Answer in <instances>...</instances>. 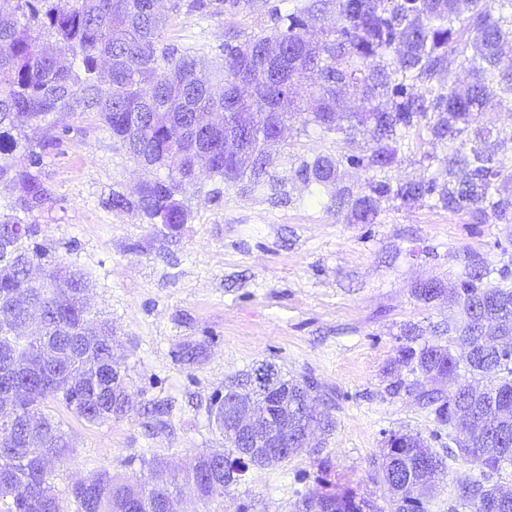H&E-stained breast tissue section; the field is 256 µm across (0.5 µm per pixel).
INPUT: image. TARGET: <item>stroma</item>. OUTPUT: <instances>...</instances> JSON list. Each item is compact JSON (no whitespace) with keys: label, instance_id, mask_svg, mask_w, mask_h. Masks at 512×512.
I'll use <instances>...</instances> for the list:
<instances>
[{"label":"stroma","instance_id":"stroma-1","mask_svg":"<svg viewBox=\"0 0 512 512\" xmlns=\"http://www.w3.org/2000/svg\"><path fill=\"white\" fill-rule=\"evenodd\" d=\"M308 2L240 0L212 17L184 10L171 18L164 42L198 48L206 73L227 37L270 34L272 11L285 15ZM58 125L60 140L39 168L51 199L33 214L31 241L46 262L87 276L96 308L114 328L134 401L129 415L98 425L48 400L73 440L69 457L52 469L60 498L69 499L76 479L102 470L144 481L142 458L161 457L182 471L203 451L223 447L213 401L264 363L288 378L313 377L332 431L317 435L318 452L250 470L209 504L186 500L185 512H295L303 497L343 493L387 512L376 463L391 433L421 435L447 456L448 427L389 384L414 379L400 358L406 329L416 327L424 342H448L447 303L420 301L416 288L427 281L451 287L470 252L497 268L511 264L504 225L470 223L429 199L387 198L375 223L357 224L350 210L326 209L328 192L311 195L297 181L287 185L288 201L275 203L262 187L206 174L181 197L186 223L150 224L110 204L113 192L132 195L150 174L97 116L63 114ZM429 140L424 131L399 146L391 181L443 174L448 149ZM351 151L342 134L306 131L294 119L272 168L281 173L290 158Z\"/></svg>","mask_w":512,"mask_h":512}]
</instances>
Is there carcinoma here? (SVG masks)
Listing matches in <instances>:
<instances>
[{
	"instance_id": "carcinoma-1",
	"label": "carcinoma",
	"mask_w": 512,
	"mask_h": 512,
	"mask_svg": "<svg viewBox=\"0 0 512 512\" xmlns=\"http://www.w3.org/2000/svg\"><path fill=\"white\" fill-rule=\"evenodd\" d=\"M237 6L238 0H167L164 10L153 7V0H0V156L14 157L0 163V182L13 187L15 209L29 215L49 200L38 168L43 152L59 141L55 116L94 112L137 164L167 170L143 182L136 203L112 194V207L134 210L155 224L187 221L179 196L194 186L200 170L227 185H261L271 199L284 201L288 181L326 188L344 161L387 172L396 145L422 126L431 144L450 147L446 179L394 185L371 177L364 192L355 196L343 189L330 197L331 205L347 206L356 222L373 224L380 198L414 204L435 195L442 208L466 214L474 224H512V195L499 188L500 180L512 179V155L502 150L512 141V113L498 125L481 122L489 98L512 100V68L500 61L503 47L512 44V0H313L285 16L276 14L279 25L271 34L248 39L255 63L239 67L230 58L238 41L229 38L208 81H196V52L177 55L163 43L168 14L198 7L220 16ZM330 7L336 26L309 39L306 30ZM47 41L66 64L42 53ZM269 41L280 42L282 50L264 58ZM104 55L112 63L106 96L99 89ZM451 63L466 74L462 92L447 78ZM347 96L356 106L342 113L338 106ZM283 97L319 101L318 109H298L291 116L300 117L304 129L341 133L350 144L358 134L365 137L366 154L302 158L282 177L238 168L233 155L224 154V142L250 135L276 146L270 139ZM152 112L167 113L168 124L150 125ZM197 112H221L224 124L201 137L193 128ZM258 112L266 113L261 130L254 126ZM31 228L16 215L0 218V372L45 339L59 357L13 379L21 389L12 400L19 430L0 440V498H11L8 512H66L48 463L65 455L71 437L45 411L46 401L62 399L91 424L124 417L133 404L112 326L94 320L97 311L81 270L47 265L42 287L32 289L44 324L25 335L17 332L26 317L12 306L11 295L29 282L30 269L42 259L38 246L29 243ZM415 294L424 302L448 300L457 319L448 323V345L401 349L417 379L408 385L398 379L389 390L404 388L430 408L435 421L452 431L456 449H448V457L459 455L478 470L448 495V512H512V493L494 481L512 467V266L492 268L471 252L454 287L425 283ZM465 347L471 349L467 362L456 353ZM463 372L494 382L481 387L464 380L453 392L443 389L444 379ZM277 381L288 388L291 408L314 389L306 378ZM26 426L44 434L43 447L20 442ZM385 444L378 478L390 493L391 512H425L424 501L447 463L437 455V470L422 468L427 448L418 435L394 432ZM237 452L233 441L225 451H207L182 476L168 471L161 458L144 459L150 481L130 484L98 472L79 480L71 497L77 512H176L188 495L205 505L223 495L250 465L264 469L283 462L277 453L258 450L242 463ZM368 505L354 495H313L298 503L297 512H363Z\"/></svg>"
}]
</instances>
